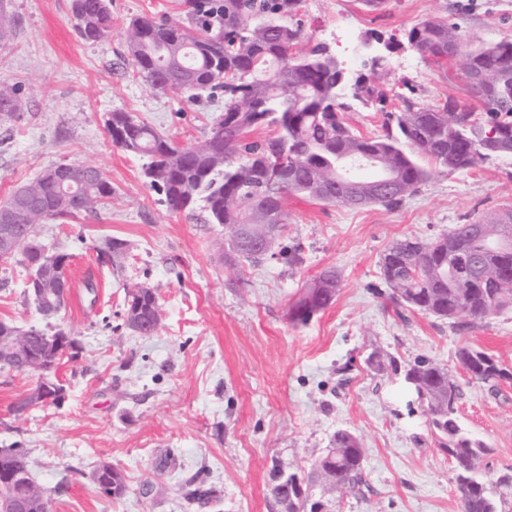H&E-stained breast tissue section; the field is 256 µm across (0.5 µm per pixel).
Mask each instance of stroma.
Segmentation results:
<instances>
[{
    "label": "stroma",
    "mask_w": 512,
    "mask_h": 512,
    "mask_svg": "<svg viewBox=\"0 0 512 512\" xmlns=\"http://www.w3.org/2000/svg\"><path fill=\"white\" fill-rule=\"evenodd\" d=\"M5 7L11 35L0 42V81L15 88L19 107L0 112V205L60 163L98 167L115 190L96 212L35 227L51 251L70 256V296L57 316L44 318L28 299L22 264L0 263V320L61 329L80 342L58 370L61 405L13 413L39 375L0 376V449H25L52 512H273V465L308 475L340 429L361 439L365 485L359 494L332 492L331 512H461L453 463L403 384L419 358L447 368L459 386V423L490 449L482 478L512 475V380L490 388L456 356L472 344L512 370V307L460 331L391 302L381 275L398 239L431 241L455 225L512 213V155L456 172L420 157L433 176L394 210L288 197L285 241L300 264L231 267L223 226L198 208L171 213L144 181L145 157L115 147L105 127L109 113L122 111L197 144L223 113V96L189 102L154 90L130 63L123 26L182 16V0H112V37L102 43L78 36L71 0ZM428 17L462 24L472 45L512 41V0H387L376 11L363 0H300L304 46L323 44L355 60L358 73L372 68L370 57L354 54L362 37L394 43L386 100L352 101L346 114L362 135L381 134L384 113L405 97L479 107L460 60L427 64L404 42ZM108 238L126 241L121 256L100 255ZM329 268L340 279L334 303L307 325L293 324L288 311L303 285ZM136 285L158 298L160 324L150 336L125 324L126 290ZM372 355L383 370L367 365ZM102 460L125 473L122 498L93 483ZM199 485L216 489L218 501L187 502Z\"/></svg>",
    "instance_id": "stroma-1"
}]
</instances>
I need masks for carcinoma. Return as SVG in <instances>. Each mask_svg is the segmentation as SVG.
I'll use <instances>...</instances> for the list:
<instances>
[{
  "mask_svg": "<svg viewBox=\"0 0 512 512\" xmlns=\"http://www.w3.org/2000/svg\"><path fill=\"white\" fill-rule=\"evenodd\" d=\"M298 6L299 0H184L190 27L139 18L124 29L132 65L151 88L186 93L190 101L203 91L224 93V113L215 122L223 129H211L207 139L189 148L127 112H113L106 122L116 147L147 157L144 178L164 196L170 211L199 205L209 223L224 225L228 235L254 207L276 213L285 229L284 197L293 194L319 201L320 189L335 193L336 176L348 161L360 167L376 159L394 177L401 194L376 201L392 209L433 176L405 151L407 146L448 171L504 155L493 144L487 143L483 154L480 147L493 128L512 132V92L482 97L485 113L480 115L452 98L431 107L404 98L399 111L388 113L382 134L356 133L346 120L349 104L342 97L348 74L326 47L298 49L303 35L292 23ZM71 10L82 40L99 43L112 37L110 0H72ZM405 36L422 60L437 66L448 61V40L466 41L460 25L434 18L412 24ZM466 58L485 69L488 85L504 78L512 81V41L480 43ZM386 86L381 57L372 61L371 77L355 80V96L381 100L386 98ZM16 109L14 88L0 83V112ZM265 126L275 127L276 135L247 136ZM48 173L46 169L27 183L35 208L19 213L16 223L36 225L52 217L92 213L112 201V182L97 167L65 198L58 196ZM483 224L485 236L480 239L469 234L467 225L458 224L433 241L405 237L393 243L381 263L392 299L404 308L454 320L461 330L512 306V250H502V221L487 219ZM235 252L240 265L265 260L231 243L225 258ZM316 287L315 279L305 285L290 309L291 321L304 325L333 304L336 293L325 289L319 297ZM127 297L131 303L125 312L137 314L144 326L150 324L159 307L154 290L136 286ZM457 359L481 383L495 384L506 372L478 347H460ZM448 377V369L417 359L405 370L404 383L454 464L461 512H501L499 505L512 496V482L504 479L491 487L476 475L478 462L490 449L461 427L456 410L460 389L448 386ZM94 483L100 489L112 484L108 496L115 499L127 491L125 474L116 466ZM363 483L361 441L354 432L340 429L307 480H299L297 486L273 483L270 493L276 504L287 497L289 512H315L316 503L302 488L358 489Z\"/></svg>",
  "mask_w": 512,
  "mask_h": 512,
  "instance_id": "carcinoma-1",
  "label": "carcinoma"
}]
</instances>
